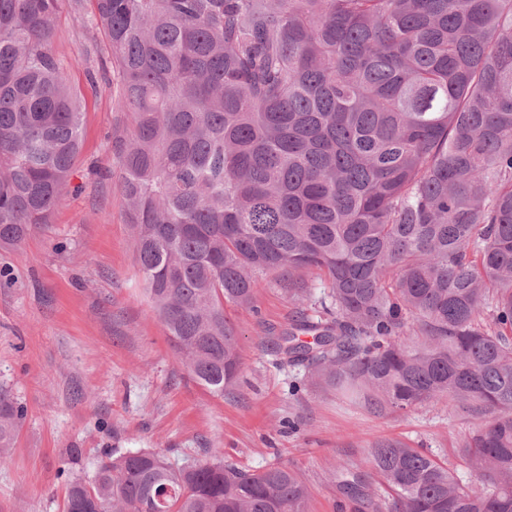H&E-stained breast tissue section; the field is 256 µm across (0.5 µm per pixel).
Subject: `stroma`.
<instances>
[{
  "label": "stroma",
  "mask_w": 512,
  "mask_h": 512,
  "mask_svg": "<svg viewBox=\"0 0 512 512\" xmlns=\"http://www.w3.org/2000/svg\"><path fill=\"white\" fill-rule=\"evenodd\" d=\"M52 49L82 96V147L50 224L0 250V386L24 408L0 465V512H63L72 480H91L111 452L150 449L180 466L220 450L259 471L283 462L305 479L307 512H338L337 466L367 465V450L397 440L454 461L475 429L461 411L427 404L377 415L351 404L268 342L299 313L288 280L260 278L254 310L232 307L242 367L223 395L182 367L146 290L112 185V139L128 123L101 32L62 14Z\"/></svg>",
  "instance_id": "stroma-1"
}]
</instances>
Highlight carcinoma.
Listing matches in <instances>:
<instances>
[{"label":"carcinoma","instance_id":"obj_1","mask_svg":"<svg viewBox=\"0 0 512 512\" xmlns=\"http://www.w3.org/2000/svg\"><path fill=\"white\" fill-rule=\"evenodd\" d=\"M103 32L129 126L113 141L136 258L190 375L233 386L225 306L317 268L321 314L275 351L377 415L459 408L458 457L378 442L341 512H512V0H0V249L63 202L81 97L50 49L63 10ZM313 297L301 281L288 300ZM313 334L304 342L298 333ZM24 415L0 390V463ZM294 468L139 449L64 512H305Z\"/></svg>","mask_w":512,"mask_h":512}]
</instances>
